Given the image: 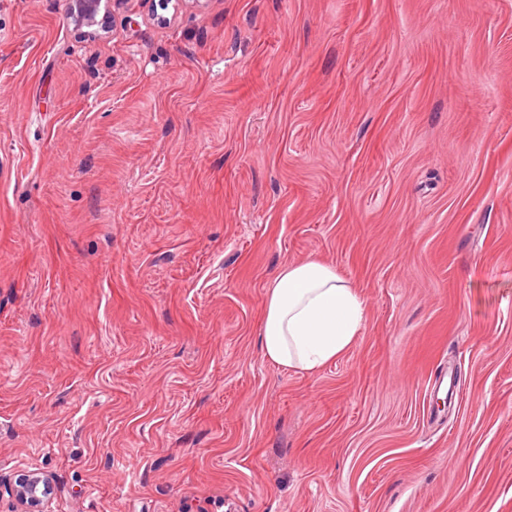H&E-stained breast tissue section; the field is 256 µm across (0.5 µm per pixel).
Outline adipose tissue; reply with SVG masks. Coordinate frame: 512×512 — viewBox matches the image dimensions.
<instances>
[{"label":"adipose tissue","mask_w":512,"mask_h":512,"mask_svg":"<svg viewBox=\"0 0 512 512\" xmlns=\"http://www.w3.org/2000/svg\"><path fill=\"white\" fill-rule=\"evenodd\" d=\"M364 316L362 297L335 268L287 264L268 285L261 346L274 364L312 374L352 347Z\"/></svg>","instance_id":"adipose-tissue-1"}]
</instances>
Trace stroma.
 <instances>
[{
	"instance_id": "stroma-1",
	"label": "stroma",
	"mask_w": 512,
	"mask_h": 512,
	"mask_svg": "<svg viewBox=\"0 0 512 512\" xmlns=\"http://www.w3.org/2000/svg\"><path fill=\"white\" fill-rule=\"evenodd\" d=\"M0 0V481L52 512H512V0ZM318 259L365 302L260 344ZM103 0H69L67 17L77 29L87 33H109L108 12ZM267 288L261 346L271 362L312 374L352 347L365 304L335 268L314 259L286 264ZM8 491L21 505V512H49L54 489L50 480L36 471L19 474Z\"/></svg>"
}]
</instances>
